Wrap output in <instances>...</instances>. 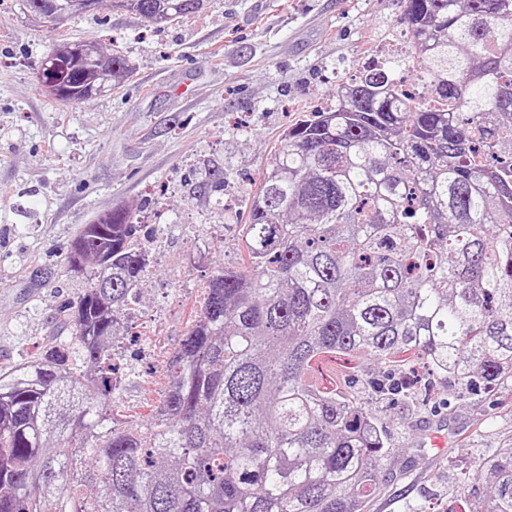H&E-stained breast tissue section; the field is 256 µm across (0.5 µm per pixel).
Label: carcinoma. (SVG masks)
<instances>
[{"label": "carcinoma", "instance_id": "1", "mask_svg": "<svg viewBox=\"0 0 512 512\" xmlns=\"http://www.w3.org/2000/svg\"><path fill=\"white\" fill-rule=\"evenodd\" d=\"M210 3L113 0L159 25ZM403 3L433 104L369 66L280 137L240 262L214 270L141 429L116 428L110 409L112 340L148 272L135 211L80 231L77 348L0 372V512H361L396 449L362 403L309 380L316 361L405 359L467 386L512 377V0ZM64 48L37 78L63 104L131 71L121 54L85 64ZM474 463L490 486L468 512H512V448Z\"/></svg>", "mask_w": 512, "mask_h": 512}]
</instances>
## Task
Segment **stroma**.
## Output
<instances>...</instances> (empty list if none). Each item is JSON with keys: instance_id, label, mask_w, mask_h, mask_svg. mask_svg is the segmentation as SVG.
I'll return each instance as SVG.
<instances>
[{"instance_id": "stroma-1", "label": "stroma", "mask_w": 512, "mask_h": 512, "mask_svg": "<svg viewBox=\"0 0 512 512\" xmlns=\"http://www.w3.org/2000/svg\"><path fill=\"white\" fill-rule=\"evenodd\" d=\"M400 0H217L171 26L111 0L52 31L22 0H0V370L71 338L66 308L88 283L68 272L85 224L123 205L141 239L163 229L138 307L161 311L176 348L215 268L240 260L242 227L277 140L336 102L342 77L408 42ZM95 41L133 71L120 85L61 107L34 88L56 43ZM224 178L214 187L215 175ZM112 414L135 425L157 405L165 369L127 345ZM382 365L344 353L310 378L368 403L398 454L365 512H465L460 477L486 489L475 454L512 447V379L469 391L422 373L415 404L375 397Z\"/></svg>"}]
</instances>
